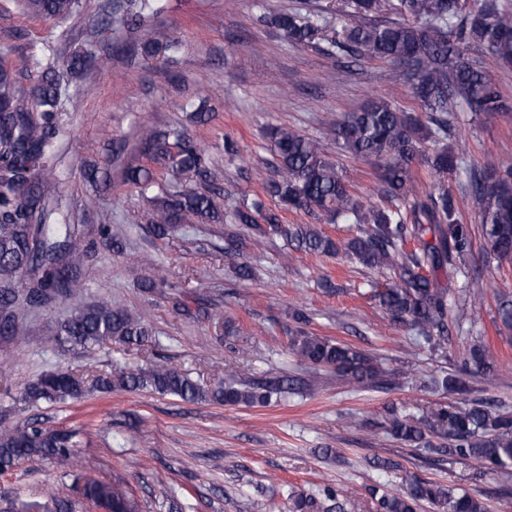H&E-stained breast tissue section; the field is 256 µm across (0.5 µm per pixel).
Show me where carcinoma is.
<instances>
[{
  "instance_id": "cac0c4a2",
  "label": "carcinoma",
  "mask_w": 512,
  "mask_h": 512,
  "mask_svg": "<svg viewBox=\"0 0 512 512\" xmlns=\"http://www.w3.org/2000/svg\"><path fill=\"white\" fill-rule=\"evenodd\" d=\"M21 2L25 13L41 19L66 18L83 8L82 0ZM155 2L116 0L112 26L140 27L155 11ZM308 2L298 0L297 7L263 14L257 21L279 31L293 45H308L319 31L304 14ZM390 6L389 0H335L333 11L342 24L329 40L330 52L340 56L418 65L414 94L424 114L378 100L330 123L344 152L377 165L386 204L367 207L359 201L329 157L325 140L279 127L271 133L270 144L276 177L265 183L278 209L266 207L260 199L237 207L231 228L224 231V249H236L250 234L256 247L279 237L299 251L338 254V242L317 225L282 223V210H304L326 224H356L359 233L345 244L346 252L367 268L393 274L391 284L371 289L372 299L392 321L411 326L428 341L434 332H448V292L437 273L455 266L471 250V230L459 222L458 202L443 187L445 178L462 168V159L445 143L448 113L460 103L474 113L504 109L500 92L473 64L470 52H485L512 66V11L495 0H397L391 7L398 18L380 19ZM62 94L61 77L51 59L34 82L27 58L11 66L0 64V278L7 281L0 288V335L17 340L30 333L18 316L20 305L42 307L55 299H76L85 291L80 229L56 221L48 204L53 179L48 151ZM426 141L434 146L426 158L434 188L423 194L417 191L412 162ZM143 153L176 181L174 187L159 183L142 168L127 172L129 183L143 191L154 187L159 191L160 203L149 228L154 237H167L186 220L220 222L215 173L203 150L184 131L146 132ZM473 187L489 254L512 260V164L474 177ZM293 319L297 326L289 331L288 350L299 363L331 369L357 389L393 385L392 372L373 358L347 343L312 335L304 329L308 317L300 311ZM149 336L144 317L103 301L76 306L52 332V343L85 348L114 337L141 346ZM493 368L494 360L483 346L472 347L463 359L466 375L487 380ZM90 388L147 390L229 406L263 405L284 392L279 382L256 388L224 384L208 392L179 369L163 365L117 377L98 376L90 382L69 372H48L28 383L19 400L36 407L78 399ZM382 427L437 455L471 460L506 485L512 481L511 411L473 400L441 405L426 424L393 412ZM81 446L76 429H50L38 421L0 422V473L36 458L71 469ZM369 493L378 512H421L426 503L440 512H487L486 504L475 496L424 479L395 492L374 485ZM85 495L108 512H141L139 502L120 481L89 485ZM0 502V512H73L72 504L58 499L30 503L3 493ZM289 502V512H348L349 491L325 484L310 494L293 495Z\"/></svg>"
}]
</instances>
